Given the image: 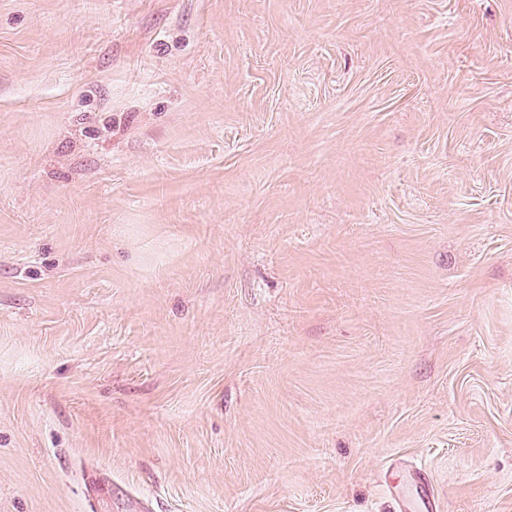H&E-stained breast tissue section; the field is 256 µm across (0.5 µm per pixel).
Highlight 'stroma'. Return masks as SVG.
Segmentation results:
<instances>
[{"label": "stroma", "instance_id": "35a3bbf8", "mask_svg": "<svg viewBox=\"0 0 512 512\" xmlns=\"http://www.w3.org/2000/svg\"><path fill=\"white\" fill-rule=\"evenodd\" d=\"M512 512V0H0V512Z\"/></svg>", "mask_w": 512, "mask_h": 512}]
</instances>
